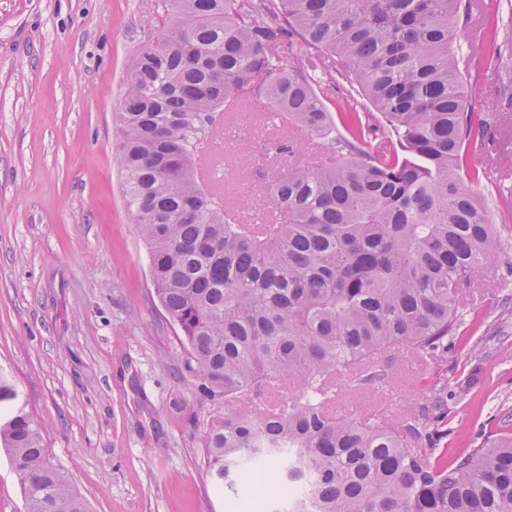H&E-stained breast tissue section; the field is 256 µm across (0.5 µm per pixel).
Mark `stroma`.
<instances>
[{
    "label": "stroma",
    "instance_id": "35a3bbf8",
    "mask_svg": "<svg viewBox=\"0 0 512 512\" xmlns=\"http://www.w3.org/2000/svg\"><path fill=\"white\" fill-rule=\"evenodd\" d=\"M155 0H0V372L90 512H242L219 492L200 404L148 251L123 198L113 142L129 59L156 25ZM220 175L230 202L267 201L261 155L284 129L233 104ZM486 187L504 252L479 277L461 335L416 373L406 347L381 382L340 380L339 409L420 412L448 384L449 455L512 427V211Z\"/></svg>",
    "mask_w": 512,
    "mask_h": 512
}]
</instances>
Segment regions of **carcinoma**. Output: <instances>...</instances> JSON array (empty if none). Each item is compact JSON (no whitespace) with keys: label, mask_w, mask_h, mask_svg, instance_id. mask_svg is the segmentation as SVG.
I'll use <instances>...</instances> for the list:
<instances>
[{"label":"carcinoma","mask_w":512,"mask_h":512,"mask_svg":"<svg viewBox=\"0 0 512 512\" xmlns=\"http://www.w3.org/2000/svg\"><path fill=\"white\" fill-rule=\"evenodd\" d=\"M152 49L129 61L116 157L154 291L179 330L197 398L226 409L205 430L215 484L259 474L298 486L286 512H512V436L448 458V385L419 415L337 414L336 380L367 385L405 346L436 359L463 295L502 242L470 162L512 109V2L156 0ZM288 42L296 63L277 49ZM336 58L349 93L333 116L308 67ZM495 102L469 106L471 67ZM264 102L333 156L268 175L277 219L251 224L203 162L224 105ZM280 393L242 409L250 398ZM0 449L25 512H87L39 425L0 376Z\"/></svg>","instance_id":"carcinoma-1"}]
</instances>
